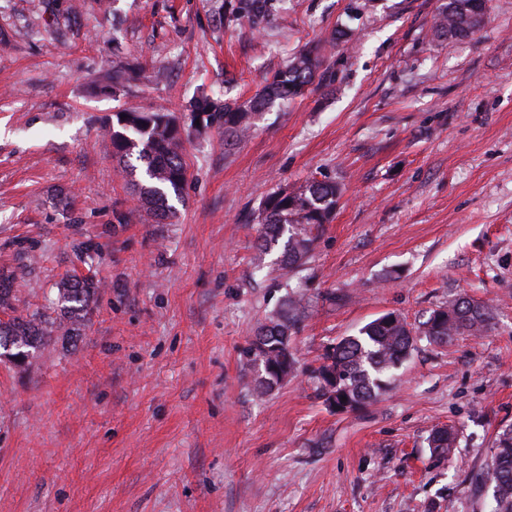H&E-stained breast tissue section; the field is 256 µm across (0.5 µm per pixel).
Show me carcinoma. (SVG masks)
Instances as JSON below:
<instances>
[{"label": "carcinoma", "mask_w": 512, "mask_h": 512, "mask_svg": "<svg viewBox=\"0 0 512 512\" xmlns=\"http://www.w3.org/2000/svg\"><path fill=\"white\" fill-rule=\"evenodd\" d=\"M488 0H446L440 7L434 30L456 39L474 33L468 18L487 9ZM272 0H242L238 11L255 25L267 21ZM323 47L313 45L300 52L276 71L263 89L244 104L220 102L207 93L194 97L187 108L189 127L202 131L215 127L224 137L239 140L251 127V117L277 101L303 96L324 72ZM112 152L121 160L136 156L144 167L147 183L138 184L140 207L159 222L172 219L175 209L170 203L181 196L187 182V168L182 154L179 118L173 113L123 108L113 113ZM338 187L331 181L312 180L293 192L268 197L258 213L260 247L270 251L280 248L282 268L305 263L324 224L336 206ZM28 265L20 274L0 276V362L24 363L52 336H75L85 325L100 285L91 276L71 277L57 284L58 298L53 314L34 311L17 313L15 288L18 278L26 276ZM471 301L457 300V306L443 317L433 312L413 329L394 313H387L364 326L357 336H347L327 348L323 362L312 370L317 391L329 400L325 373L336 374V393L351 398L360 409L377 399L388 386V374L403 363L414 350L417 337L431 344L443 345L454 336L489 329L492 311L487 306L470 312ZM303 306L299 300H286L253 336L247 354L260 361L262 374L257 380L260 394L271 392L284 383L283 368L294 369L292 335L301 324ZM455 443L451 432L428 438L432 453L446 456ZM492 483L489 512H512V430L503 432L497 441L491 464L486 472Z\"/></svg>", "instance_id": "carcinoma-1"}]
</instances>
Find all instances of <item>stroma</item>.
<instances>
[{"label":"stroma","instance_id":"1","mask_svg":"<svg viewBox=\"0 0 512 512\" xmlns=\"http://www.w3.org/2000/svg\"><path fill=\"white\" fill-rule=\"evenodd\" d=\"M442 2L274 0L255 26L239 0H0V273L29 265L33 309L62 277L101 283L79 335L0 363V512H485L512 428V0L464 39L436 36ZM317 42L304 97L231 145L186 136L170 223L138 207L113 112L247 101ZM116 62L136 74L118 98ZM311 179L340 195L285 270L258 211ZM289 296L297 369L261 396L245 351ZM461 297L487 332L418 341L357 411L318 396L329 344Z\"/></svg>","mask_w":512,"mask_h":512}]
</instances>
